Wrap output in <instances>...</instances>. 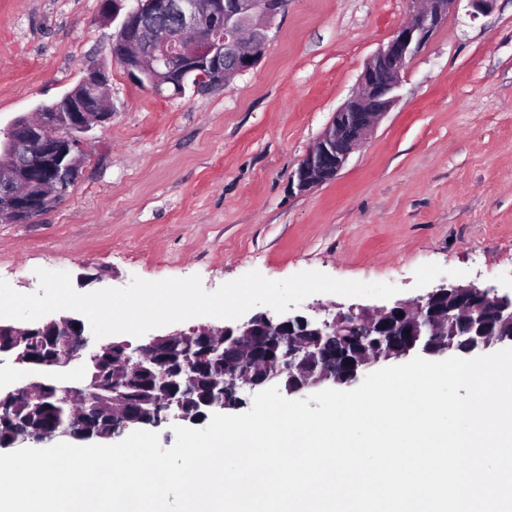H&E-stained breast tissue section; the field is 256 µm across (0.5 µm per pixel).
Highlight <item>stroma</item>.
Returning a JSON list of instances; mask_svg holds the SVG:
<instances>
[{
	"label": "stroma",
	"mask_w": 512,
	"mask_h": 512,
	"mask_svg": "<svg viewBox=\"0 0 512 512\" xmlns=\"http://www.w3.org/2000/svg\"><path fill=\"white\" fill-rule=\"evenodd\" d=\"M101 0H0V125L105 64L112 120L96 127L67 200L0 222V279L65 271L89 293L256 270L399 286L512 290V0L459 5L409 64L401 99L336 179L288 177L407 16L406 0H288L257 64L223 88H142L112 60Z\"/></svg>",
	"instance_id": "obj_1"
}]
</instances>
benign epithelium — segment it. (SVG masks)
Returning a JSON list of instances; mask_svg holds the SVG:
<instances>
[{"mask_svg":"<svg viewBox=\"0 0 512 512\" xmlns=\"http://www.w3.org/2000/svg\"><path fill=\"white\" fill-rule=\"evenodd\" d=\"M467 2L471 15L484 14L494 0H408L405 21L397 25L388 40L366 63L355 91L333 113L332 119L320 137L307 150L298 167L291 172V188L303 194L314 187L336 179L349 156L361 148L381 119L400 101L410 61L429 42L448 12L460 2ZM124 0H103L101 14L110 21L120 20L112 38V59L122 61L127 75L134 81L140 76L152 77L153 88L161 93L173 90L174 95L185 92L187 85L204 92L223 88L236 75L252 68L261 58L267 32L275 19L288 9V0H135L127 11H122ZM158 15L173 17L176 33H160L146 29L147 23ZM78 85L88 89L87 101L67 93L61 98L62 112L43 113L37 125L14 118L0 127V140L22 147L35 144L37 157L22 169L8 171L16 185L9 201L0 203V213L11 222L32 221L44 214L48 196L34 195L29 185L38 182L50 188L57 187L71 176L81 172L86 159L87 133L112 119L109 76L102 64H90ZM478 301L492 309L500 322L512 325V296L498 295L493 288L475 284H441L414 302L396 301L390 306L370 307L351 305L337 308L323 318L296 315L273 317L259 314L234 326L201 327L196 335L207 341L209 354L224 359L226 344L238 349L244 345L276 339L288 349L285 368L273 370L262 379L253 377L250 366L240 360L234 364L230 376L223 374L214 380L219 392L210 400H201L190 409L185 401L191 397L190 384L184 385L183 397L168 401L169 420L200 423L215 413L227 409L224 387L232 383L240 399L271 385L284 388L289 394L314 388L324 382L348 384L358 379L361 372L379 362L398 360L411 354L398 351L390 333L378 329L383 319H400V323L415 325V337L420 342L416 351L435 356L453 349L462 354L482 351L495 343L512 342V334L490 338L483 334L479 317L470 302ZM459 322L457 346L453 347L438 336L444 322ZM45 324L58 327L52 344L53 354L47 365L86 367L97 362L108 344L92 341L82 320L70 316L49 319ZM364 336L367 347L357 354L356 364L348 366L336 356V338ZM178 337L172 333L151 338L125 354L121 361L134 368H143L160 353V345ZM11 357L18 364L32 362L24 337L17 335L14 342L0 347V357ZM317 361L318 372L297 378L293 384L281 380L283 372H293L302 364ZM63 405L72 395L80 394L84 403L93 400L86 391L83 376L61 383ZM68 426L49 433L20 429L8 447L69 436L75 440H108L110 436L94 437L77 429L72 420Z\"/></svg>","mask_w":512,"mask_h":512,"instance_id":"7a95c632","label":"benign epithelium"}]
</instances>
